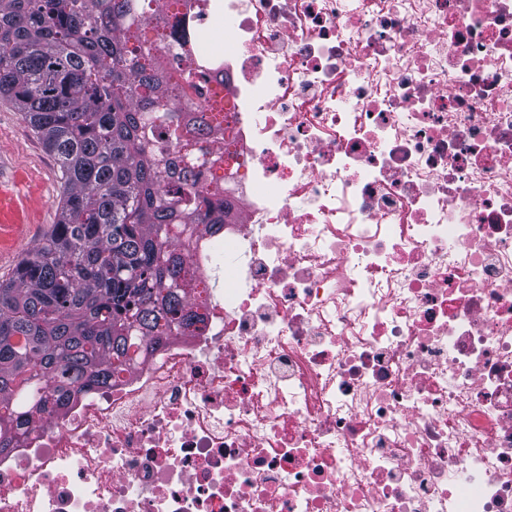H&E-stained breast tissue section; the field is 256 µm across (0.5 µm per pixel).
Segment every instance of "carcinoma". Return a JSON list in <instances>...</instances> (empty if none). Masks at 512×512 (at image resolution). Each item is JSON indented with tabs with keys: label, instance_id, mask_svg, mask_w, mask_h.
<instances>
[{
	"label": "carcinoma",
	"instance_id": "obj_1",
	"mask_svg": "<svg viewBox=\"0 0 512 512\" xmlns=\"http://www.w3.org/2000/svg\"><path fill=\"white\" fill-rule=\"evenodd\" d=\"M175 40L168 70L155 43ZM199 40L161 0H0V97L59 164L56 224L0 283V453L48 407L192 324L181 248L224 223L218 103L182 100Z\"/></svg>",
	"mask_w": 512,
	"mask_h": 512
}]
</instances>
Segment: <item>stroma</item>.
Returning <instances> with one entry per match:
<instances>
[{"label": "stroma", "mask_w": 512, "mask_h": 512, "mask_svg": "<svg viewBox=\"0 0 512 512\" xmlns=\"http://www.w3.org/2000/svg\"><path fill=\"white\" fill-rule=\"evenodd\" d=\"M60 179L56 160L20 112L0 99V280L57 220Z\"/></svg>", "instance_id": "1"}]
</instances>
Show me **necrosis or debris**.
I'll return each instance as SVG.
<instances>
[{"mask_svg": "<svg viewBox=\"0 0 512 512\" xmlns=\"http://www.w3.org/2000/svg\"><path fill=\"white\" fill-rule=\"evenodd\" d=\"M224 99L194 320L0 454V512H512V0H168Z\"/></svg>", "mask_w": 512, "mask_h": 512, "instance_id": "1", "label": "necrosis or debris"}]
</instances>
